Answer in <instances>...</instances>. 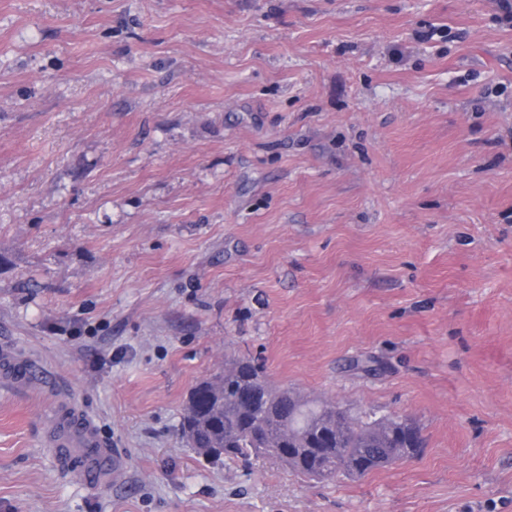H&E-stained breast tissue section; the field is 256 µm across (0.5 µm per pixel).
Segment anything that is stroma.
Masks as SVG:
<instances>
[{
  "label": "stroma",
  "mask_w": 512,
  "mask_h": 512,
  "mask_svg": "<svg viewBox=\"0 0 512 512\" xmlns=\"http://www.w3.org/2000/svg\"><path fill=\"white\" fill-rule=\"evenodd\" d=\"M0 512H512V23L496 0H0ZM233 355L412 418L361 478L206 460ZM370 360L372 369L355 368ZM124 458L53 454L56 403ZM4 371L6 375L23 383L38 384L43 379V372L40 368L36 366L17 368L7 354H4ZM62 444L73 445L74 476L86 484L108 482L121 470L120 459L106 447L98 436L95 423L89 416L67 411L62 418Z\"/></svg>",
  "instance_id": "35a3bbf8"
}]
</instances>
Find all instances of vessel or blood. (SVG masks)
<instances>
[{"instance_id": "1", "label": "vessel or blood", "mask_w": 512, "mask_h": 512, "mask_svg": "<svg viewBox=\"0 0 512 512\" xmlns=\"http://www.w3.org/2000/svg\"><path fill=\"white\" fill-rule=\"evenodd\" d=\"M62 428L63 444L74 448L76 479L98 485L110 481L120 472L119 458L101 441L92 418L68 411L63 415Z\"/></svg>"}]
</instances>
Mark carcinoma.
Instances as JSON below:
<instances>
[{"label": "carcinoma", "instance_id": "cac0c4a2", "mask_svg": "<svg viewBox=\"0 0 512 512\" xmlns=\"http://www.w3.org/2000/svg\"><path fill=\"white\" fill-rule=\"evenodd\" d=\"M266 406L258 420L255 404ZM180 430L189 447L207 458L248 463L273 458L317 480L356 478L411 458L423 448L407 417L340 413L334 404L272 386L244 356L204 378L190 391Z\"/></svg>", "mask_w": 512, "mask_h": 512}]
</instances>
